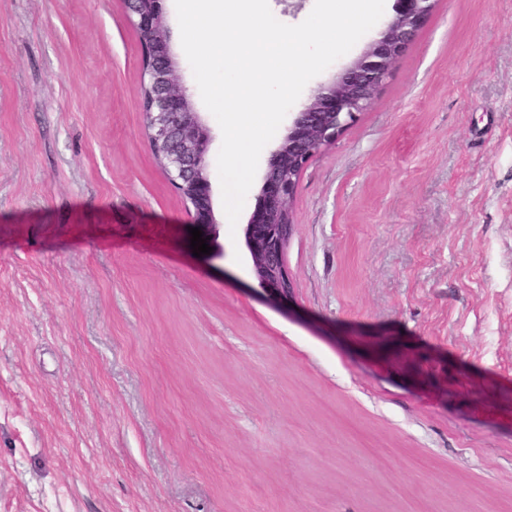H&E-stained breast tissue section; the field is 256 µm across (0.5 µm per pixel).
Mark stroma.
Listing matches in <instances>:
<instances>
[{
  "label": "stroma",
  "instance_id": "obj_1",
  "mask_svg": "<svg viewBox=\"0 0 512 512\" xmlns=\"http://www.w3.org/2000/svg\"><path fill=\"white\" fill-rule=\"evenodd\" d=\"M127 12L0 0V512H512V0L308 161L285 299L221 192L194 256Z\"/></svg>",
  "mask_w": 512,
  "mask_h": 512
}]
</instances>
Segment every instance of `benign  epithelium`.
I'll return each instance as SVG.
<instances>
[{
	"label": "benign epithelium",
	"instance_id": "obj_1",
	"mask_svg": "<svg viewBox=\"0 0 512 512\" xmlns=\"http://www.w3.org/2000/svg\"><path fill=\"white\" fill-rule=\"evenodd\" d=\"M126 2L142 49L154 50L151 62H142V88L150 93L143 116L152 152L185 201L192 224L206 238L217 224L207 161L210 130L182 81L158 0ZM433 2L396 0L395 16L380 37L311 96L271 152L261 191L244 227L253 275L269 296L283 298L293 288L284 254L292 234L291 202L300 172L366 109L426 21Z\"/></svg>",
	"mask_w": 512,
	"mask_h": 512
}]
</instances>
